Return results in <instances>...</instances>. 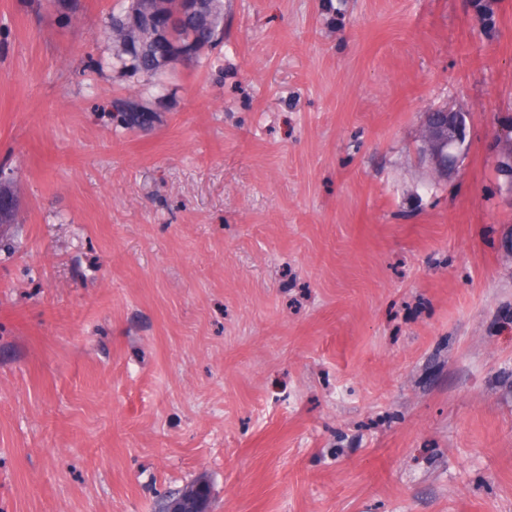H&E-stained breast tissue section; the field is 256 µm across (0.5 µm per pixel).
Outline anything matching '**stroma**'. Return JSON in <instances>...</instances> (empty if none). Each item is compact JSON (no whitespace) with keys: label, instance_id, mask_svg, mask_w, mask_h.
I'll list each match as a JSON object with an SVG mask.
<instances>
[{"label":"stroma","instance_id":"obj_1","mask_svg":"<svg viewBox=\"0 0 512 512\" xmlns=\"http://www.w3.org/2000/svg\"><path fill=\"white\" fill-rule=\"evenodd\" d=\"M115 3L0 0V512H512V0H224L146 131ZM162 95H155L150 88L121 99L116 105L115 121L126 129L134 130L147 119L152 127L159 119L157 105ZM433 112L427 114L424 123L423 153L440 176L448 177L458 170L463 160L461 148L469 136V114L450 108Z\"/></svg>","mask_w":512,"mask_h":512}]
</instances>
